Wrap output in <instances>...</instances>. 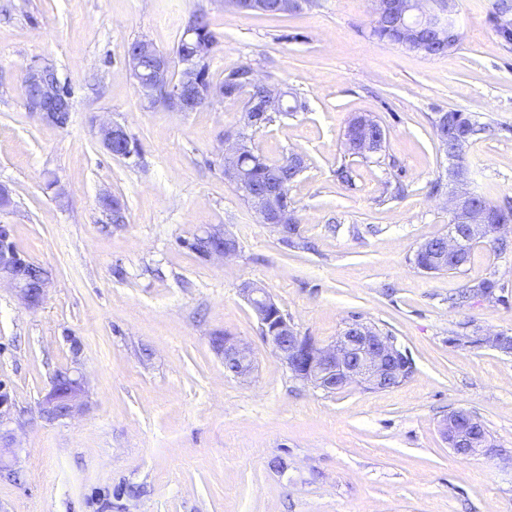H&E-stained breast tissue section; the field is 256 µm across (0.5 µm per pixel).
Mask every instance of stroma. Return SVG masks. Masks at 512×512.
Listing matches in <instances>:
<instances>
[{"mask_svg":"<svg viewBox=\"0 0 512 512\" xmlns=\"http://www.w3.org/2000/svg\"><path fill=\"white\" fill-rule=\"evenodd\" d=\"M198 12L215 36L213 84L248 65L304 105L252 133L268 158L305 159L290 187L294 243L224 179V134L243 98L152 108L125 61L136 39L175 54ZM504 18L512 0H456L459 45L427 57L371 35V0L277 16L221 0H0V184L12 192L0 224L52 278L32 310L0 287V383L13 402L0 512H512V355L453 342L467 322L512 336V250L477 245L459 273L413 262L450 221L448 191L434 187L448 177L438 113L485 124L465 151L471 187L512 207ZM33 64L52 65L71 91L67 125L28 112ZM361 114L384 129L382 152L347 151ZM106 120L136 155L102 146ZM106 197L124 204V223ZM207 225L235 235L237 257L206 261L186 247ZM487 277L499 299L453 303ZM246 282L324 345L352 317L371 323L409 356L410 377L334 393L295 379L263 340ZM226 334L252 350L247 380L224 370L214 341ZM67 370L87 382L84 408L46 420L38 403ZM457 410L485 425L492 454L449 448L441 424Z\"/></svg>","mask_w":512,"mask_h":512,"instance_id":"1","label":"stroma"}]
</instances>
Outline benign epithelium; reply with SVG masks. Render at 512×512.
<instances>
[{
	"label": "benign epithelium",
	"mask_w": 512,
	"mask_h": 512,
	"mask_svg": "<svg viewBox=\"0 0 512 512\" xmlns=\"http://www.w3.org/2000/svg\"><path fill=\"white\" fill-rule=\"evenodd\" d=\"M372 18L376 24L401 29L411 47L428 55L433 45L451 48L460 39L453 17V0H372ZM146 56L152 59V67L143 76L140 69ZM126 60L132 75L139 80L143 96L153 106L157 105L156 93L160 90L166 94V107L175 112H191L200 103L218 96L213 89L204 90L193 82L202 66V60L194 56H178L181 72L176 81L172 77L171 57L157 53L149 42H142L137 49L127 51ZM45 69L44 65H32L26 71V84L39 91L29 111L38 113L43 122L58 126L61 113L71 111V96L64 91L60 79H45ZM286 101V91L267 86L263 101H252L244 107L240 131L234 135L228 133L224 138V180L244 196L250 194V183L247 171L242 167V158L254 152L246 131L259 126L261 113L285 111ZM436 124L440 128V142L448 157L451 220L448 234L441 237L435 267L428 269L430 273L443 271L461 261L465 238L458 233L457 225L466 226V233L473 241L484 238L488 233L503 238L506 236L505 228L512 224L506 217L495 216L482 202L480 195L470 188L469 172L458 165L467 140L452 135L450 115L439 114ZM100 138L103 147L113 155L129 157L133 153L125 145L129 136L118 123L101 124ZM384 141L385 132L380 127L374 136L362 141L359 152L372 154L383 146ZM289 185L288 180L268 183L263 197L269 201V206L256 211L261 223L271 226L280 234L294 230V225L286 224V210L276 207L278 203L283 205L289 201ZM194 239L199 243L201 257L206 261L230 260L240 250L237 238L220 226L201 229ZM2 283L7 284L19 303L28 309L37 308L43 303L51 285L47 271L18 251L8 224H0ZM241 291L258 319L263 339L293 375L305 383L332 393L351 384L376 390L410 371L408 355L390 337L360 321L346 324L336 340L325 346L309 336L298 334L266 289L246 283ZM481 338L495 350L512 355V337L504 333H485ZM215 346L223 355L227 373L242 380L252 375L255 362L248 345L226 335L217 339ZM85 394L83 376L61 372L43 397L40 413L48 420L71 418L82 411ZM442 435L458 456L472 457L492 450L482 424L466 411L448 415L442 425Z\"/></svg>",
	"instance_id": "benign-epithelium-1"
}]
</instances>
